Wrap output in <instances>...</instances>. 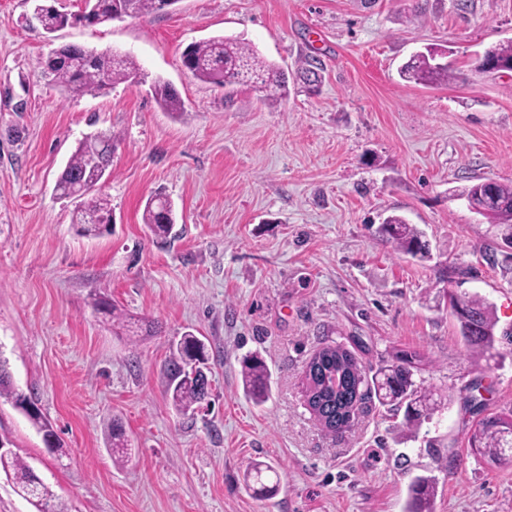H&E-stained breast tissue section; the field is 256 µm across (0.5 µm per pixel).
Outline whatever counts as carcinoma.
Instances as JSON below:
<instances>
[{"label": "carcinoma", "instance_id": "obj_1", "mask_svg": "<svg viewBox=\"0 0 512 512\" xmlns=\"http://www.w3.org/2000/svg\"><path fill=\"white\" fill-rule=\"evenodd\" d=\"M160 10L159 0H86L80 14H67L52 5L38 4L34 8L37 22L47 33L65 26L84 22L99 24L112 20V13L122 12L127 17H139ZM442 52L428 48L419 52L405 65L402 77L422 85H438L452 76L450 66L437 60ZM484 61L502 72H512V41L496 45L483 56ZM182 63L200 81L216 85L250 84L253 88L273 97L286 90L287 77L275 64L262 60L249 44L224 36L212 37L193 43L182 53ZM44 71L69 96L98 94L112 85L126 82L139 74L136 62L126 55L98 52L75 44L61 45L47 55ZM159 106L173 116L184 114V103L177 91L168 83L158 82L154 87ZM116 136L108 131L90 134L81 141L56 182V191L64 198H76L73 224L86 236H98L109 231L112 208L107 197L82 186L93 179L95 172L112 166L109 145ZM467 202L483 204L489 209L488 219L494 224L504 241H512V183L482 181L462 191ZM174 209L169 199L156 194L147 200L142 221L156 238L166 237L174 224ZM378 234L393 244L396 250L413 257L424 258L429 250L423 243V233L400 216H391L380 225ZM451 315L459 325L465 344L493 359L496 319L492 306L478 296H452L449 300ZM112 322L127 324L131 335H138L132 324L113 304H96ZM171 356L167 366L168 390L176 410L195 409L208 396L207 376L199 367L208 363L204 339L186 334L170 344ZM422 357L412 351L401 350L380 365L372 375L361 372L368 400L375 399L393 414L403 413L402 427L413 433L425 421L433 418L445 406L446 397L432 386L418 382L414 376L421 372ZM243 388L249 399L261 406L270 398V373L265 360L257 353L242 357ZM0 400L11 403L24 412L47 444H53L56 434L42 415L32 397L16 388L6 361L0 359ZM512 427V410L492 413L475 421L468 431V445L473 453L499 461L512 453L507 447L505 433ZM129 440L122 424L114 419L110 433V453L113 461L121 465L129 458ZM0 470L9 476L19 495L28 500L35 512H68L66 504L35 473L28 462L15 452L0 454ZM271 467L253 464L245 476L246 484H256L254 492L263 498L277 494L279 483L269 485L263 473ZM437 494L436 483L425 476L415 477L409 489L405 512H432Z\"/></svg>", "mask_w": 512, "mask_h": 512}]
</instances>
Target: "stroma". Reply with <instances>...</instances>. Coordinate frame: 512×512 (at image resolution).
<instances>
[{
    "instance_id": "obj_1",
    "label": "stroma",
    "mask_w": 512,
    "mask_h": 512,
    "mask_svg": "<svg viewBox=\"0 0 512 512\" xmlns=\"http://www.w3.org/2000/svg\"><path fill=\"white\" fill-rule=\"evenodd\" d=\"M34 6L0 0V356L58 445L7 402L0 432L69 512H403L417 475L437 480L434 512H512V459L466 442L475 384L487 411L512 409V343L497 341L496 361L469 349L444 298L482 296L497 331L512 330V248L458 197L512 182V73L477 69L512 40V0H177L51 36L29 25ZM218 35L280 66L285 95L194 78L184 49ZM68 43L130 55L144 77L68 96L42 66ZM427 46L447 49L448 84L400 78ZM311 60L315 86L297 76ZM158 81L184 118L161 110ZM104 130L118 137L99 188L113 227L86 238L55 185L79 141ZM159 191L176 214L163 240L141 220ZM394 214L424 232L429 258L378 236ZM99 300L158 333H116ZM187 331L206 339L211 388L181 414L166 366ZM336 345L366 371L420 352L450 408L410 440L375 402L328 432L303 376ZM249 352L271 373L260 407L243 392ZM116 419L131 444L121 466L107 450ZM255 461L271 465L274 498L246 487ZM154 91L157 103L166 112L176 117L185 113L184 103L170 84L157 82Z\"/></svg>"
}]
</instances>
